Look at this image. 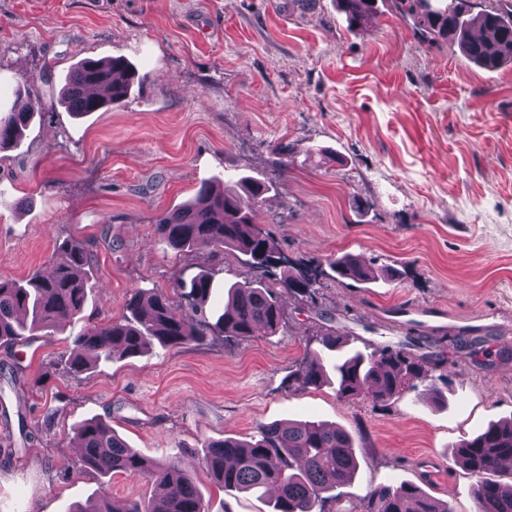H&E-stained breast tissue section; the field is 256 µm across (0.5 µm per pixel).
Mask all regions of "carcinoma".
<instances>
[{"label":"carcinoma","instance_id":"1","mask_svg":"<svg viewBox=\"0 0 512 512\" xmlns=\"http://www.w3.org/2000/svg\"><path fill=\"white\" fill-rule=\"evenodd\" d=\"M391 11L405 21L423 44L455 42L465 59L481 68L498 69L512 64V0H450L445 6L433 0H388ZM351 27L363 25L372 14L375 0H339ZM141 80L129 62L119 56L86 58L73 66L62 91V103L75 116L108 111L126 101L134 83ZM41 103H17L0 111V151L18 142ZM267 186L249 177L228 180L217 191L208 183L198 188L193 201L160 213L154 232L167 250L176 253L206 246L252 257L263 251L278 252L274 239L254 222ZM96 257L83 243L65 240L58 244L53 273H32L25 280L0 277V347H12L31 336H46L56 328L81 324L72 336V348L63 354V370L79 375L100 360L140 356L158 346L162 349L187 344L204 345L213 336L240 341L251 339L256 329L275 333L286 324L280 295L286 293L319 308V272L314 283L294 288L305 273H281L270 284L236 281L225 285L224 312L212 322L207 303L212 292L210 275L201 271L176 284V295L197 316L193 322L177 311L167 293L135 287L117 319L85 315L92 293L89 271ZM336 280L344 283L372 281L374 270L352 254L331 262ZM343 333L327 328L312 336L339 356L329 368L336 375L337 394L347 399L367 396L384 404L416 379L432 380L431 371L443 359L432 355L425 368L403 350L390 345L341 353ZM319 355L302 361L288 380L299 387H316L328 377ZM80 464L102 476L117 473L143 475L159 485L163 494L141 504L113 505L102 494L73 512H209L208 503L194 477L173 459H152L131 448L101 417L82 421L73 433ZM209 474L224 491L274 489L273 512H325L337 490L352 479L357 459L352 436L336 426L312 421L261 424L248 440L226 438L204 444ZM453 457L476 478L477 512H512V471L503 481L504 460H512V419L489 425L483 432L462 441ZM356 512H449L417 486L383 484L371 489Z\"/></svg>","mask_w":512,"mask_h":512}]
</instances>
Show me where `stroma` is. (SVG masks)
I'll return each mask as SVG.
<instances>
[{"mask_svg": "<svg viewBox=\"0 0 512 512\" xmlns=\"http://www.w3.org/2000/svg\"><path fill=\"white\" fill-rule=\"evenodd\" d=\"M112 56L144 82L122 106L72 116L59 102L70 67ZM19 91L42 110L0 151V275L50 272L68 238L97 257L87 309L98 317L121 316L132 288L169 291L202 270L222 302L225 282L263 273L231 251L165 250L153 220L201 182L240 174L271 187L255 223L291 264L320 267L321 307L286 295L277 333L157 348L78 378L54 367L68 331L0 347V512L153 497L139 475L80 465L72 429L92 417L142 455L178 457L210 512L270 507L219 489L204 443L285 420L354 438L359 468L326 512L389 483L476 512L475 478L451 450L512 418V65L489 72L455 44L420 45L385 0L356 29L337 0H0V110ZM345 254L406 274L344 286L329 264ZM408 307L444 314L445 329L402 316ZM330 326L365 353L407 341L418 358L423 338L444 358L440 376L384 404L332 383L289 386L308 336Z\"/></svg>", "mask_w": 512, "mask_h": 512, "instance_id": "stroma-1", "label": "stroma"}]
</instances>
